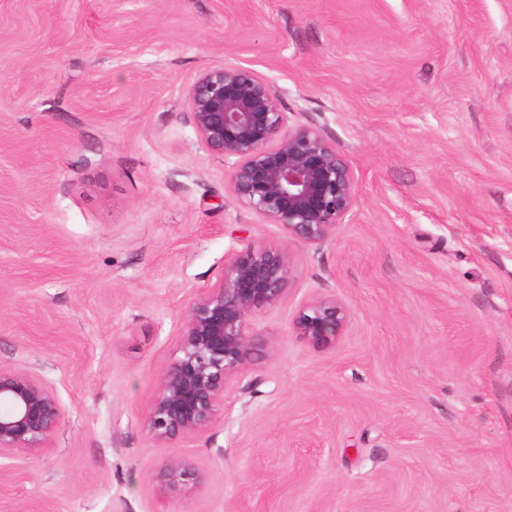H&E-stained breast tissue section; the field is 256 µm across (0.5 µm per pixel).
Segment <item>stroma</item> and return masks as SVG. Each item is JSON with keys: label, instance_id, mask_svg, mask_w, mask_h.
I'll return each instance as SVG.
<instances>
[{"label": "stroma", "instance_id": "obj_1", "mask_svg": "<svg viewBox=\"0 0 512 512\" xmlns=\"http://www.w3.org/2000/svg\"><path fill=\"white\" fill-rule=\"evenodd\" d=\"M227 63L346 157L328 241L242 209L197 138ZM247 244L295 265L267 345L157 443L186 312ZM321 294L326 349L293 329ZM0 365L61 406L0 512H512V0H0ZM346 307L331 295L313 297L294 321V329L316 348L336 344L348 322ZM161 477L166 485L178 487L194 479V473L181 460H168L161 468Z\"/></svg>", "mask_w": 512, "mask_h": 512}]
</instances>
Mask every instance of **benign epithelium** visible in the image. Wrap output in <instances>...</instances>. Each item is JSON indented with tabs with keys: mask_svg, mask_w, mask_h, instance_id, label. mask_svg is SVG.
I'll return each mask as SVG.
<instances>
[{
	"mask_svg": "<svg viewBox=\"0 0 512 512\" xmlns=\"http://www.w3.org/2000/svg\"><path fill=\"white\" fill-rule=\"evenodd\" d=\"M186 107L198 139L227 163L229 191L243 209L307 244L326 242L352 215L358 184L344 155L319 128L287 125L278 94L253 69L228 63L205 70L190 86ZM294 273L290 256L277 247L248 244L224 262L222 277L190 306L178 355L162 370L148 416L157 441L210 427L226 385L264 345L251 317L281 301ZM347 322L336 297L319 295L294 329L326 348ZM59 416V401L39 377L0 366V460L41 452ZM161 477L178 487L194 473L183 461L168 460Z\"/></svg>",
	"mask_w": 512,
	"mask_h": 512,
	"instance_id": "obj_1",
	"label": "benign epithelium"
}]
</instances>
